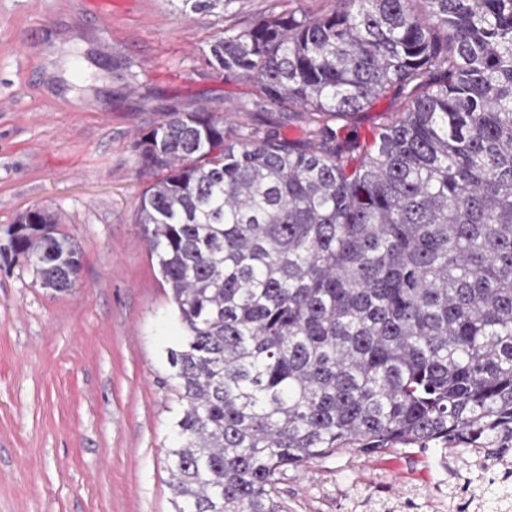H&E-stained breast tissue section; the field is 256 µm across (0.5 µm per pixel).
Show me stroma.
Segmentation results:
<instances>
[{"label": "stroma", "mask_w": 512, "mask_h": 512, "mask_svg": "<svg viewBox=\"0 0 512 512\" xmlns=\"http://www.w3.org/2000/svg\"><path fill=\"white\" fill-rule=\"evenodd\" d=\"M329 7L231 0L182 19L171 0H0V247L40 207L83 255L73 288L55 293L0 254V512H175L163 381L182 330L135 222L150 179L134 142L172 109L259 122L239 109L252 88L207 65L209 41L229 23ZM403 110L383 96L340 133L373 140ZM277 490L288 512L415 493L436 504L448 471L440 448L343 450L287 470Z\"/></svg>", "instance_id": "35a3bbf8"}]
</instances>
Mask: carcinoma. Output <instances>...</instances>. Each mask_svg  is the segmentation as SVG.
I'll return each instance as SVG.
<instances>
[{
    "instance_id": "cac0c4a2",
    "label": "carcinoma",
    "mask_w": 512,
    "mask_h": 512,
    "mask_svg": "<svg viewBox=\"0 0 512 512\" xmlns=\"http://www.w3.org/2000/svg\"><path fill=\"white\" fill-rule=\"evenodd\" d=\"M206 62L304 136L193 110L134 143L135 223L184 331L176 512H287L279 476L345 448H455L465 491L512 476V0L271 13ZM391 93L406 107L372 142L339 136ZM10 240L41 287H73L54 215L19 214Z\"/></svg>"
}]
</instances>
